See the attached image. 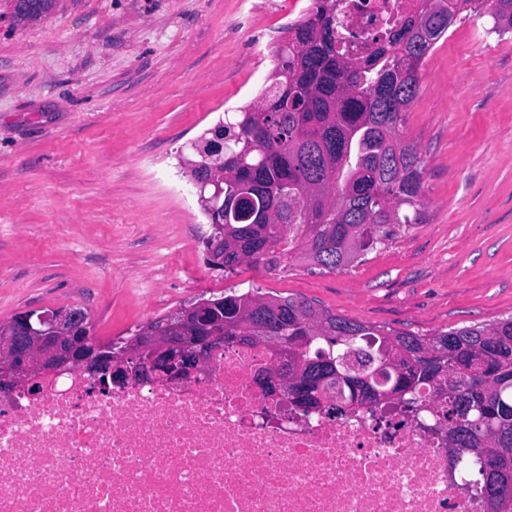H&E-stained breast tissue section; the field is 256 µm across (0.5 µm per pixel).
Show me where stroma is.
I'll return each instance as SVG.
<instances>
[{"label":"stroma","mask_w":512,"mask_h":512,"mask_svg":"<svg viewBox=\"0 0 512 512\" xmlns=\"http://www.w3.org/2000/svg\"><path fill=\"white\" fill-rule=\"evenodd\" d=\"M0 0V323L78 307L132 335L181 304L252 290L430 334L512 315V35L468 21L425 59L404 133L425 221L362 262L225 273L179 153L252 103L294 0H58L14 27Z\"/></svg>","instance_id":"stroma-1"}]
</instances>
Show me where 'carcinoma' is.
Instances as JSON below:
<instances>
[{
  "label": "carcinoma",
  "instance_id": "obj_1",
  "mask_svg": "<svg viewBox=\"0 0 512 512\" xmlns=\"http://www.w3.org/2000/svg\"><path fill=\"white\" fill-rule=\"evenodd\" d=\"M491 2L492 32L512 33V0H421L365 57L336 48L338 0H313L292 38L275 47L261 101L224 122V271L244 262L271 268L304 258L334 271L422 224L424 160L402 128L420 71L456 22ZM38 0H6L17 25L36 20ZM224 343L252 337L304 381L336 367L342 385L311 388L312 403L339 387L328 414L395 404L407 413L438 406L455 460L480 463L486 512H512V317L423 335L369 326L300 297L226 294ZM283 328L266 339V325ZM355 354L358 368L344 358Z\"/></svg>",
  "mask_w": 512,
  "mask_h": 512
}]
</instances>
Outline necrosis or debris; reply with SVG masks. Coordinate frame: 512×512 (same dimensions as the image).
<instances>
[{
    "label": "necrosis or debris",
    "instance_id": "obj_1",
    "mask_svg": "<svg viewBox=\"0 0 512 512\" xmlns=\"http://www.w3.org/2000/svg\"><path fill=\"white\" fill-rule=\"evenodd\" d=\"M418 7L340 0V50L367 52ZM282 370L233 343L177 386L102 392L75 372L0 398V512H484L433 409L304 413L260 387Z\"/></svg>",
    "mask_w": 512,
    "mask_h": 512
}]
</instances>
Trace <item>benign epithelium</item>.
Returning <instances> with one entry per match:
<instances>
[{"mask_svg":"<svg viewBox=\"0 0 512 512\" xmlns=\"http://www.w3.org/2000/svg\"><path fill=\"white\" fill-rule=\"evenodd\" d=\"M166 336L145 326L129 340L101 342L87 314L74 307L22 312L0 326V396L38 397L66 372L87 376L100 388L129 381L181 384L205 373L224 348V315L208 300L188 307Z\"/></svg>","mask_w":512,"mask_h":512,"instance_id":"obj_1","label":"benign epithelium"}]
</instances>
